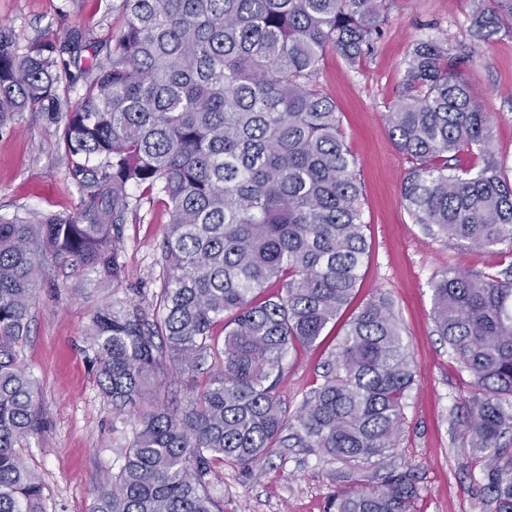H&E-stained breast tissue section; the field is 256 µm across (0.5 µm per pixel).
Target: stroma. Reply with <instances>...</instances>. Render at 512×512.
<instances>
[{
    "mask_svg": "<svg viewBox=\"0 0 512 512\" xmlns=\"http://www.w3.org/2000/svg\"><path fill=\"white\" fill-rule=\"evenodd\" d=\"M384 33L371 56L349 66L334 52L323 58L320 83L334 99L362 186L369 254L351 301L361 307L382 293L393 304L416 381L405 408L398 463L418 475L416 512H479V469L459 436L472 380L435 331L430 280L454 267L494 274L512 255L464 241L433 240L412 223L400 197L410 159L397 150L385 114L395 99L414 42L465 45L463 71L474 97L489 112L507 177L512 178V35L480 40L469 0H387ZM106 0H0V23L11 26L20 50L80 25L97 43L122 24ZM59 127L38 112L17 113L0 129V214H70L79 196L58 145ZM168 216L143 204L136 223L122 227L124 271L118 285L97 287L95 276L49 265L38 286L29 336L20 358L37 381L36 407L48 427L18 450L43 483L46 512H90L95 490L121 466L112 447V407L102 398L86 340L96 306L116 299L147 305L162 288L160 244ZM332 347L290 352L278 391L296 410L314 387ZM344 483L341 465L309 448H278L250 468L225 466L212 493L222 512H326Z\"/></svg>",
    "mask_w": 512,
    "mask_h": 512,
    "instance_id": "1",
    "label": "stroma"
}]
</instances>
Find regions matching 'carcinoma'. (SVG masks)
Listing matches in <instances>:
<instances>
[{"label":"carcinoma","instance_id":"1","mask_svg":"<svg viewBox=\"0 0 512 512\" xmlns=\"http://www.w3.org/2000/svg\"><path fill=\"white\" fill-rule=\"evenodd\" d=\"M386 0H120L123 24L80 77L85 28L16 50L0 24V127L19 112L63 120L79 195L72 215H0V512H45L42 482L16 448L43 423L19 358L48 263L119 282L120 229L142 199L169 216L159 304L97 308L87 340L122 466L91 512H221L216 468L276 448H317L354 486L333 512H414V471L396 464L415 370L391 301L373 296L343 325L322 381L288 411L283 361L320 344L349 306L369 253L361 183L336 103L319 85L326 51L354 65L383 34ZM476 29L512 33V0H471ZM469 51L414 44L385 113L412 162L401 198L434 239L512 254V180L490 115L460 66ZM76 91V101L69 92ZM467 152L478 168L450 164ZM140 195L133 194V190ZM274 295L260 298L272 285ZM433 320L473 378L460 432L483 463L482 512H512V265L456 268L430 282ZM224 325V339L212 329ZM206 374L184 407L160 373ZM137 419L132 435L117 426Z\"/></svg>","mask_w":512,"mask_h":512}]
</instances>
